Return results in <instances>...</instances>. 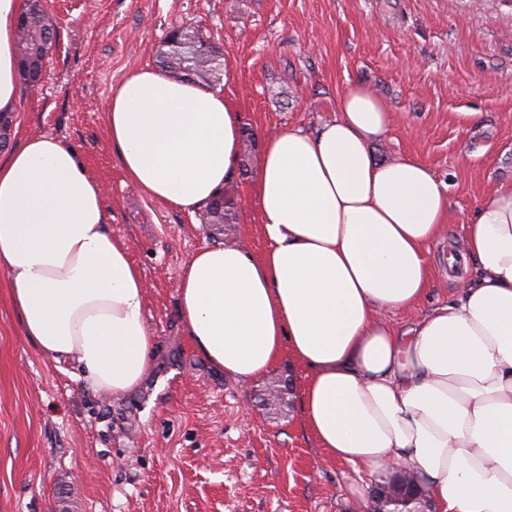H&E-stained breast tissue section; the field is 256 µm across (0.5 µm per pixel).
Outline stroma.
Instances as JSON below:
<instances>
[{
  "label": "stroma",
  "instance_id": "obj_1",
  "mask_svg": "<svg viewBox=\"0 0 512 512\" xmlns=\"http://www.w3.org/2000/svg\"><path fill=\"white\" fill-rule=\"evenodd\" d=\"M57 39L40 83L24 87L7 147L51 135L107 186L108 230L125 240L148 283L157 363L118 398L96 395L75 367L28 343L0 278V512H360L376 476L329 461L299 403L260 399L278 380L301 395L291 355L251 384L226 378L196 350L178 313L177 281L198 249L268 246L252 202L263 138L315 131L336 98L362 84L392 114L373 152L423 160L449 185L448 233L431 247L417 307L387 313L403 330L457 301L449 248L492 187L512 182V9L498 0H43ZM189 27L223 54L222 90L250 136L224 188V216L187 212L127 180L109 139L112 88Z\"/></svg>",
  "mask_w": 512,
  "mask_h": 512
}]
</instances>
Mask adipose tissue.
I'll return each mask as SVG.
<instances>
[{
    "mask_svg": "<svg viewBox=\"0 0 512 512\" xmlns=\"http://www.w3.org/2000/svg\"><path fill=\"white\" fill-rule=\"evenodd\" d=\"M0 0V112L22 93L17 24ZM313 132L265 137L254 204L267 249L205 246L182 266L180 319L201 356L246 383L292 352L309 371L301 406L326 458L421 479L437 512H512V184L464 226L478 277L406 331L430 280L448 186L412 155L377 161L391 114L367 87ZM106 127L127 179L185 211L205 206L240 161L241 115L221 90L146 67L114 88ZM105 185L53 136L0 155V273L22 335L74 365L103 397L136 389L159 344L148 285L109 233Z\"/></svg>",
    "mask_w": 512,
    "mask_h": 512,
    "instance_id": "ef3b65f1",
    "label": "adipose tissue"
}]
</instances>
